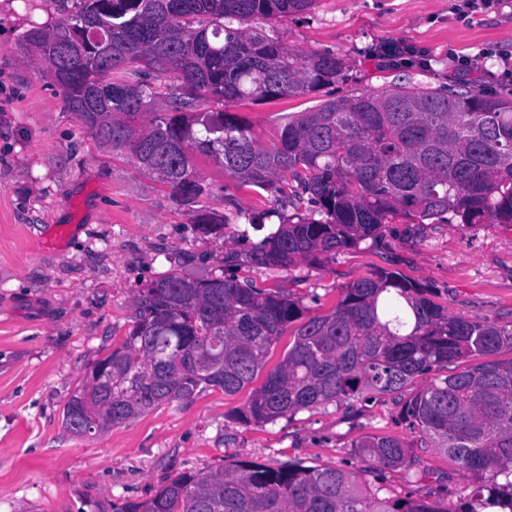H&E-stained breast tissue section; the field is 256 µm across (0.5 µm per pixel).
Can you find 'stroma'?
Returning <instances> with one entry per match:
<instances>
[{
  "label": "stroma",
  "mask_w": 512,
  "mask_h": 512,
  "mask_svg": "<svg viewBox=\"0 0 512 512\" xmlns=\"http://www.w3.org/2000/svg\"><path fill=\"white\" fill-rule=\"evenodd\" d=\"M466 7L467 0H315L303 18L275 28L291 48L343 56L345 79L227 111L266 143L289 113L397 84H472L511 95L512 0L473 13ZM60 18L54 0H0V512H94L97 503L149 499L178 472L236 460L354 472L351 445L365 435L403 439L415 461L363 475L367 488L457 512L485 476L460 471L405 420L403 407L429 383L426 375L348 409L330 405L263 426L237 418L249 390L208 389L104 431L75 436L64 428L65 403L131 328L140 288L170 272L220 275L238 212L264 214L270 231L294 210L238 186L205 155L194 163L208 194L199 204L184 201L156 174L100 146L22 42L31 26ZM387 42L415 47L422 62L387 64L375 55ZM201 205L216 225L212 233L195 224ZM59 224L69 233L56 243ZM384 239L317 267H244L238 275L297 300L309 318L328 314L343 288L384 268L430 288L449 314L512 323V227L429 222L412 230L397 219Z\"/></svg>",
  "instance_id": "obj_1"
}]
</instances>
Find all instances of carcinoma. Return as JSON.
I'll use <instances>...</instances> for the list:
<instances>
[{"label":"carcinoma","mask_w":512,"mask_h":512,"mask_svg":"<svg viewBox=\"0 0 512 512\" xmlns=\"http://www.w3.org/2000/svg\"><path fill=\"white\" fill-rule=\"evenodd\" d=\"M65 19L35 25L48 38L70 30L74 52L63 92L77 104L89 91L103 102L92 136L158 174L173 195H208L194 155L219 159L240 185L304 210L244 250L224 251V274L167 273L139 289L138 316L123 341L87 373L63 409L88 395L105 409V430L206 389L227 396L250 385L298 302L243 284L235 271L318 265L359 246L383 244L398 217L466 226L512 227V100L469 86L448 92L396 85L382 93L320 101L284 118L275 140L260 143L227 112L201 120L203 102L223 107L315 92L345 77L332 52L302 54L275 30L249 28L307 13L315 0H60ZM158 112L146 111L154 101ZM512 324L451 315L427 290L378 269L342 289L333 310L304 321L284 358L240 412L263 425L326 405L351 406L370 394L404 389L415 378L463 358L482 362L432 379L404 406L412 427L466 472L487 481L457 512H512ZM359 473L288 461L277 468L234 461L182 471L142 502L97 512H442L381 498L358 474L411 467L394 436L353 444Z\"/></svg>","instance_id":"carcinoma-1"}]
</instances>
